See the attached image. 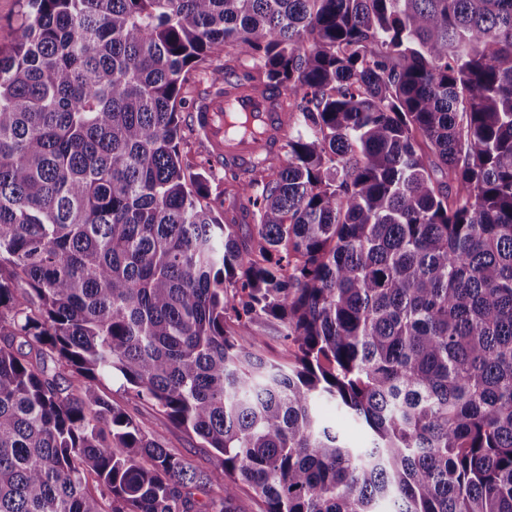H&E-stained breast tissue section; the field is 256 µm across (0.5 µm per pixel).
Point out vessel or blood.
Returning <instances> with one entry per match:
<instances>
[{
  "instance_id": "b4317fda",
  "label": "vessel or blood",
  "mask_w": 512,
  "mask_h": 512,
  "mask_svg": "<svg viewBox=\"0 0 512 512\" xmlns=\"http://www.w3.org/2000/svg\"><path fill=\"white\" fill-rule=\"evenodd\" d=\"M245 114L263 131L260 141L232 140L225 134L227 110ZM195 131L215 166L249 167L261 152L276 150L288 129L287 116L267 94L240 89L225 97L221 86H214L198 100L193 110Z\"/></svg>"
}]
</instances>
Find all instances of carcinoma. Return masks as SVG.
<instances>
[{"mask_svg":"<svg viewBox=\"0 0 512 512\" xmlns=\"http://www.w3.org/2000/svg\"><path fill=\"white\" fill-rule=\"evenodd\" d=\"M20 30L0 512H237L193 498L226 477L265 512H512V0H25ZM220 57L288 114L285 158L224 177L245 226L179 150L185 74ZM115 375L220 465L167 451Z\"/></svg>","mask_w":512,"mask_h":512,"instance_id":"carcinoma-1","label":"carcinoma"}]
</instances>
